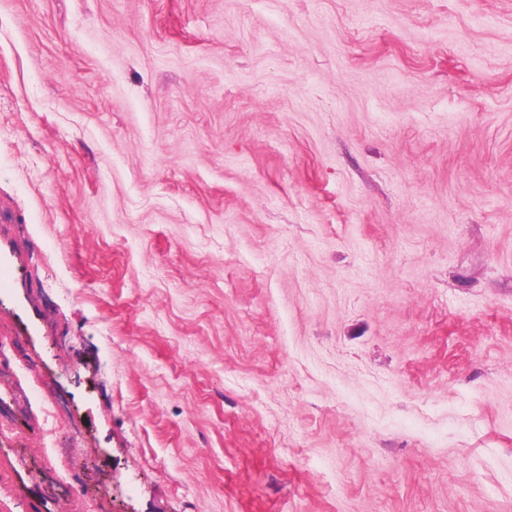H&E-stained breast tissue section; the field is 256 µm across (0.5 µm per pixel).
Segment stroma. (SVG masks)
Segmentation results:
<instances>
[{
	"label": "stroma",
	"mask_w": 512,
	"mask_h": 512,
	"mask_svg": "<svg viewBox=\"0 0 512 512\" xmlns=\"http://www.w3.org/2000/svg\"><path fill=\"white\" fill-rule=\"evenodd\" d=\"M2 421L0 512H512V0H0Z\"/></svg>",
	"instance_id": "obj_1"
}]
</instances>
